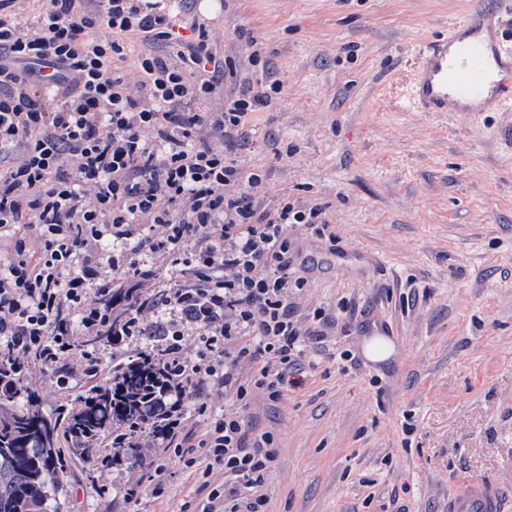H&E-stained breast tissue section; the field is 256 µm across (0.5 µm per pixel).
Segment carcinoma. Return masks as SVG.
Segmentation results:
<instances>
[{
    "label": "carcinoma",
    "mask_w": 512,
    "mask_h": 512,
    "mask_svg": "<svg viewBox=\"0 0 512 512\" xmlns=\"http://www.w3.org/2000/svg\"><path fill=\"white\" fill-rule=\"evenodd\" d=\"M172 385L163 366L129 356L54 417L38 410L33 391L0 399V512H62L64 450L96 465L104 437L160 422Z\"/></svg>",
    "instance_id": "cac0c4a2"
}]
</instances>
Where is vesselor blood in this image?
<instances>
[{
	"label": "vessel or blood",
	"mask_w": 512,
	"mask_h": 512,
	"mask_svg": "<svg viewBox=\"0 0 512 512\" xmlns=\"http://www.w3.org/2000/svg\"><path fill=\"white\" fill-rule=\"evenodd\" d=\"M497 11L475 5L426 43L410 77L414 110L477 113L512 106V40L501 37ZM398 348L390 332L364 337L357 346L370 367L392 360ZM448 512H505V496L494 484L471 480L449 492Z\"/></svg>",
	"instance_id": "1"
}]
</instances>
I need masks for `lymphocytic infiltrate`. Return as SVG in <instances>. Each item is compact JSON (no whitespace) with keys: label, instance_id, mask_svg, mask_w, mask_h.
I'll return each instance as SVG.
<instances>
[{"label":"lymphocytic infiltrate","instance_id":"obj_1","mask_svg":"<svg viewBox=\"0 0 512 512\" xmlns=\"http://www.w3.org/2000/svg\"><path fill=\"white\" fill-rule=\"evenodd\" d=\"M18 2L0 0V395L26 388L35 359L62 388L103 374L80 340L107 335L113 295L130 291L117 336L179 380L161 424L127 443L205 461V479L223 471L205 512H266L277 441L244 414L259 397L281 402L307 343L330 344L338 323L292 303L308 278L290 230L325 237L324 209L266 198V171L225 149L280 86L236 84L211 109L224 59L189 0L178 14L159 0H48L26 33ZM130 36L143 44L134 83ZM214 388L224 407L198 403L205 428L192 439L185 401Z\"/></svg>","mask_w":512,"mask_h":512}]
</instances>
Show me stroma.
I'll use <instances>...</instances> for the list:
<instances>
[{
  "instance_id": "1",
  "label": "stroma",
  "mask_w": 512,
  "mask_h": 512,
  "mask_svg": "<svg viewBox=\"0 0 512 512\" xmlns=\"http://www.w3.org/2000/svg\"><path fill=\"white\" fill-rule=\"evenodd\" d=\"M469 2L222 0L208 23L238 82L280 85L228 151L266 169L267 197L330 221L329 241L294 229L313 263L298 312L345 306V346L374 321L402 338L381 379L313 350L280 403H257V427L279 441L268 512H448L467 478L512 496V108L474 121L405 101L423 44ZM27 379L45 414L76 395L36 362ZM141 455L98 470L69 459L64 512L206 504L179 457ZM156 471L167 497L129 498Z\"/></svg>"
}]
</instances>
